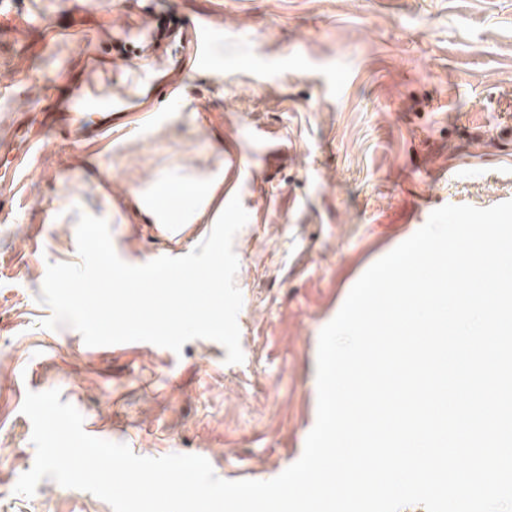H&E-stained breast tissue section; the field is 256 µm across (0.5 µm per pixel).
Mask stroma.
<instances>
[{
    "label": "stroma",
    "instance_id": "1",
    "mask_svg": "<svg viewBox=\"0 0 512 512\" xmlns=\"http://www.w3.org/2000/svg\"><path fill=\"white\" fill-rule=\"evenodd\" d=\"M217 17L205 65L168 112L109 141L48 132L14 198L0 203V512H112L96 496L43 479L15 494L34 462L27 392L59 389L84 429L144 457L195 454L228 481L275 478L302 455L317 417L318 337L361 275L445 205L512 200V0H173ZM140 0H0L18 18L0 43V130L37 113L74 42L20 55L22 19L94 37ZM203 115H196V108ZM264 134L266 150L254 147ZM251 153L240 175L249 214L233 242L243 295L244 360L193 339L87 346L52 315L51 264L80 261L79 213L107 220L121 260L191 252L214 209L159 229L147 218L162 179L225 180L224 153Z\"/></svg>",
    "mask_w": 512,
    "mask_h": 512
}]
</instances>
